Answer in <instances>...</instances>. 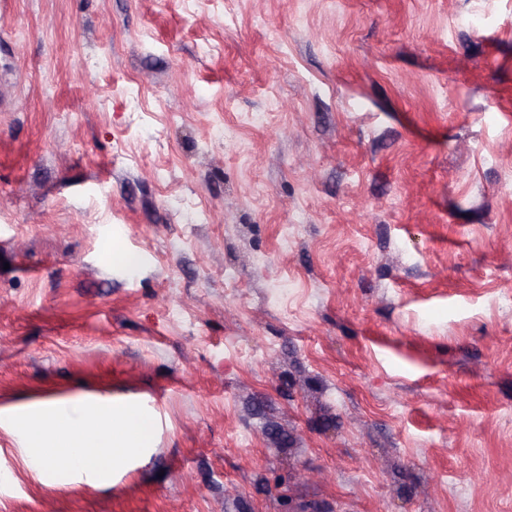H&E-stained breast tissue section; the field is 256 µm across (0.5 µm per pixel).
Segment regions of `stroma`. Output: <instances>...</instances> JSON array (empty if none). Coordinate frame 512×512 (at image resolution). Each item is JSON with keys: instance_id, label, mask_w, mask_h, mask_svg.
<instances>
[{"instance_id": "stroma-1", "label": "stroma", "mask_w": 512, "mask_h": 512, "mask_svg": "<svg viewBox=\"0 0 512 512\" xmlns=\"http://www.w3.org/2000/svg\"><path fill=\"white\" fill-rule=\"evenodd\" d=\"M87 398L0 512H512V0H0V414ZM50 423L55 429L49 435L46 427ZM12 425L19 435L37 444L31 458L33 467L48 464L61 454L92 476H103L119 461L149 448L154 436V423L146 412L114 404L91 410L83 403H49L44 412L14 419Z\"/></svg>"}]
</instances>
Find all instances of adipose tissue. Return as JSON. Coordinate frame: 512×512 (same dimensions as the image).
I'll list each match as a JSON object with an SVG mask.
<instances>
[{"mask_svg":"<svg viewBox=\"0 0 512 512\" xmlns=\"http://www.w3.org/2000/svg\"><path fill=\"white\" fill-rule=\"evenodd\" d=\"M12 425L36 443L33 467L62 455L92 476L105 475L119 461L150 447L154 436V423L146 412L122 405L89 409L51 403L44 412L13 420Z\"/></svg>","mask_w":512,"mask_h":512,"instance_id":"ef3b65f1","label":"adipose tissue"}]
</instances>
